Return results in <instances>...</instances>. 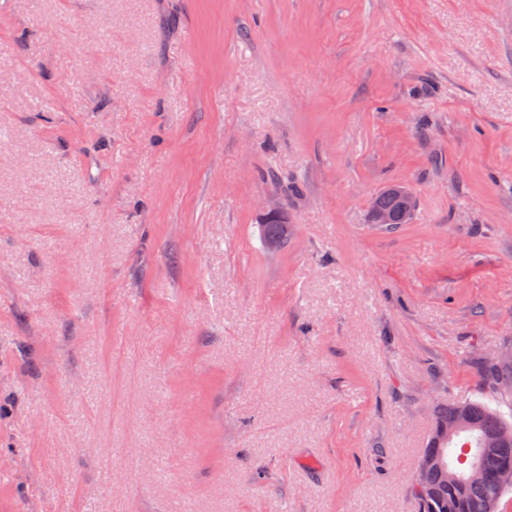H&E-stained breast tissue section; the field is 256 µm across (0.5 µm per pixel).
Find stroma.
<instances>
[{
  "instance_id": "obj_1",
  "label": "stroma",
  "mask_w": 512,
  "mask_h": 512,
  "mask_svg": "<svg viewBox=\"0 0 512 512\" xmlns=\"http://www.w3.org/2000/svg\"><path fill=\"white\" fill-rule=\"evenodd\" d=\"M504 347L512 0H0V512H419ZM377 211L372 221L373 224H391V217L378 210H386L394 213H403L401 203L396 196L387 189L383 190L373 201L370 211ZM262 223L264 224L263 233L269 240L268 243L273 249L277 245L275 241L271 239H280L283 236V225L288 224V216L281 202H273L263 209ZM272 219L279 220L282 224L277 222H269ZM269 222V223H267ZM267 223V224H266Z\"/></svg>"
}]
</instances>
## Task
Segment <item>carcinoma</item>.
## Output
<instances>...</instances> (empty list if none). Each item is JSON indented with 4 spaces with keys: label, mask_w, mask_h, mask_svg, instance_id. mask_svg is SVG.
Returning a JSON list of instances; mask_svg holds the SVG:
<instances>
[{
    "label": "carcinoma",
    "mask_w": 512,
    "mask_h": 512,
    "mask_svg": "<svg viewBox=\"0 0 512 512\" xmlns=\"http://www.w3.org/2000/svg\"><path fill=\"white\" fill-rule=\"evenodd\" d=\"M371 209L402 212L398 198L386 189ZM483 367L498 394L494 403L466 397L434 411V427L454 423L459 430L449 437L436 431L428 437L415 481L431 506L419 503L420 512H497L501 497L512 490L498 478L501 468L512 467V437H502L512 431V359Z\"/></svg>",
    "instance_id": "cac0c4a2"
}]
</instances>
